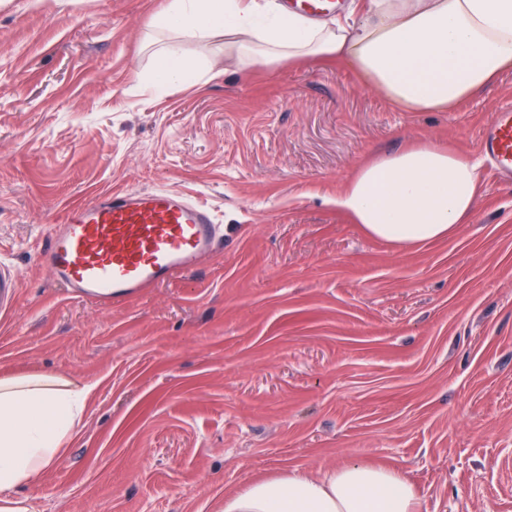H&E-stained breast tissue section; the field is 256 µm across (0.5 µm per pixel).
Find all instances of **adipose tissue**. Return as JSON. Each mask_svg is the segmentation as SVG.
I'll list each match as a JSON object with an SVG mask.
<instances>
[{"mask_svg": "<svg viewBox=\"0 0 512 512\" xmlns=\"http://www.w3.org/2000/svg\"><path fill=\"white\" fill-rule=\"evenodd\" d=\"M155 24L223 39L228 58L347 62L406 112L454 110L512 70V0H349L328 20L278 0H169ZM197 70L163 50L153 84L164 89ZM482 188L478 163L417 144L365 164L331 203L368 235L413 249L452 237ZM90 390L44 374L0 377V512H31L13 491L54 465ZM221 512H422V501L401 471L356 461L253 480L225 495Z\"/></svg>", "mask_w": 512, "mask_h": 512, "instance_id": "adipose-tissue-1", "label": "adipose tissue"}]
</instances>
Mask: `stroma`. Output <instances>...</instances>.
Masks as SVG:
<instances>
[{"label": "stroma", "instance_id": "stroma-1", "mask_svg": "<svg viewBox=\"0 0 512 512\" xmlns=\"http://www.w3.org/2000/svg\"><path fill=\"white\" fill-rule=\"evenodd\" d=\"M167 0H0V376L90 385L57 462L17 489L36 512H218L284 469H401L423 512H512V183L481 134L512 71L450 112H404L347 65L225 66L161 32ZM198 61L157 91L158 49ZM479 159L453 237L402 250L331 206L382 152ZM214 208L224 248L108 307L38 263L49 225L103 189ZM5 265L0 263V310L4 314L11 307L19 283L18 274L15 270H5Z\"/></svg>", "mask_w": 512, "mask_h": 512}]
</instances>
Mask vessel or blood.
I'll use <instances>...</instances> for the list:
<instances>
[{
	"label": "vessel or blood",
	"mask_w": 512,
	"mask_h": 512,
	"mask_svg": "<svg viewBox=\"0 0 512 512\" xmlns=\"http://www.w3.org/2000/svg\"><path fill=\"white\" fill-rule=\"evenodd\" d=\"M337 0H291L304 14L322 17ZM484 149L497 173L512 178V107L496 112ZM224 244L213 209L170 189L101 190L71 206L54 225L38 259L72 295L116 303L190 273ZM15 270L0 264V310L18 288Z\"/></svg>",
	"instance_id": "b4317fda"
}]
</instances>
